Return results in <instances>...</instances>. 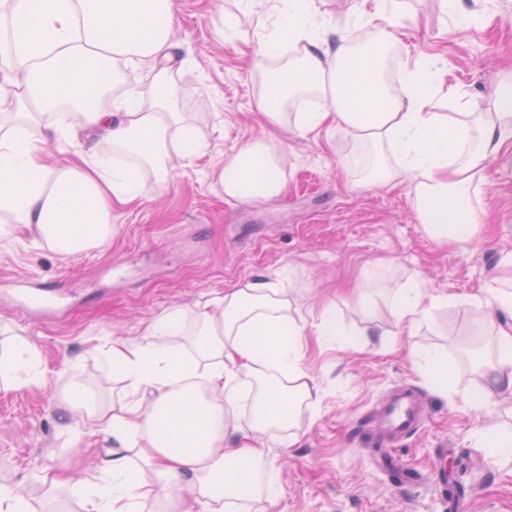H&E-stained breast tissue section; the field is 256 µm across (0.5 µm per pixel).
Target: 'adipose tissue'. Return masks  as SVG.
I'll return each mask as SVG.
<instances>
[{"instance_id":"ef3b65f1","label":"adipose tissue","mask_w":512,"mask_h":512,"mask_svg":"<svg viewBox=\"0 0 512 512\" xmlns=\"http://www.w3.org/2000/svg\"><path fill=\"white\" fill-rule=\"evenodd\" d=\"M246 7L264 17L252 79L267 121L280 123L287 106L315 98L316 109L295 114L296 126L337 125L370 145L371 156L346 164L359 181L407 182L437 239L477 225L470 199L487 161L512 164V74L482 101L444 91L438 67L425 60L391 77L400 0H379L371 14L353 10L350 26L372 30L362 44L337 33L317 0H246ZM175 25L174 0H0V80L19 89L15 98L0 96V110H16L15 126L0 134L1 238L25 229L59 255L82 251L111 234L113 204L137 199L147 177L166 178L171 156L191 162L203 154L195 126L170 107L178 93L170 65ZM141 65L155 70L150 91L122 88L124 68ZM442 91L451 113L431 109ZM82 129L97 138L79 143ZM49 140L72 146L74 160L48 165ZM281 163L273 143L248 142L219 174L225 199L280 195ZM381 272L374 266L366 281L382 287L406 329L446 303L416 278L383 288ZM291 294L254 281L200 304L193 319L166 311L143 340L112 341L106 361L125 383L127 403L114 412L80 388L67 399L70 413L91 419L80 439L113 443L84 492V512H243L249 502L276 503L278 487L261 478L268 444L320 394L304 364L307 338L333 345L344 334L329 311L307 324ZM472 302L500 320L496 384L512 394V290L493 282ZM42 375L26 338L0 350V385L36 386ZM249 384L255 392L243 423L236 411Z\"/></svg>"}]
</instances>
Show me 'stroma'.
Returning <instances> with one entry per match:
<instances>
[{"label":"stroma","mask_w":512,"mask_h":512,"mask_svg":"<svg viewBox=\"0 0 512 512\" xmlns=\"http://www.w3.org/2000/svg\"><path fill=\"white\" fill-rule=\"evenodd\" d=\"M469 22L442 0H403L402 55L428 58L446 86L479 100L512 70V0H464ZM176 55L193 50V66L175 71V105L188 113L207 148L194 162L175 158L161 183L147 179L139 198L112 208V235L70 256L22 232L0 239V339L18 334L41 352L38 387H0V479L23 487L46 512H81L84 487L97 477V459L83 444L64 447L68 431L87 428L61 396L74 385L121 406L122 385L101 352L115 339H143L154 318L294 271L297 308L317 322L327 306L350 332L348 344L328 349L309 341L305 364L321 397L271 448L263 470L279 499L269 512H451L458 488L471 494L470 512H512V457L475 444L474 430L512 427V399L494 383L499 351L495 327L467 305L487 282H512V169L489 163L471 197L480 226L475 241L431 238L414 212L406 184L353 186L344 163L360 148L342 131L303 133L293 121L272 125L255 109L250 74L261 40L256 17L240 0H176ZM236 15L243 35L224 37V18ZM274 141L284 156V190L263 203L225 201L215 175L249 141ZM387 262L386 285L422 280L448 298L433 321L415 333L399 325L380 300L350 293L373 263ZM44 296L47 307L27 311L17 287ZM439 350L448 361V390L440 392L410 345ZM415 389L426 416L420 430L392 450L413 474L397 484L374 459L380 450L366 426L395 391ZM488 391L491 406L464 395ZM70 471L61 490L38 483L41 469Z\"/></svg>","instance_id":"35a3bbf8"}]
</instances>
